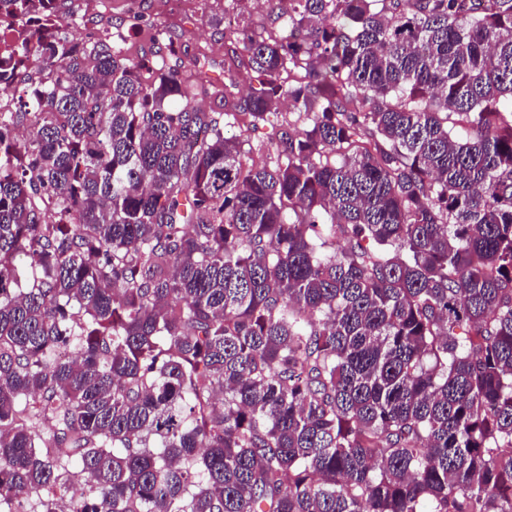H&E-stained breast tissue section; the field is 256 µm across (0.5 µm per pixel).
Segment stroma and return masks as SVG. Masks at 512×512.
Instances as JSON below:
<instances>
[{"mask_svg": "<svg viewBox=\"0 0 512 512\" xmlns=\"http://www.w3.org/2000/svg\"><path fill=\"white\" fill-rule=\"evenodd\" d=\"M238 0H188L186 8L169 13L165 0H67L65 26L86 31L116 45L130 59H148L156 68H173L186 79H196V62L212 73L197 102L216 112L224 93L223 18L234 17L239 28L270 24L271 14L261 6L240 11Z\"/></svg>", "mask_w": 512, "mask_h": 512, "instance_id": "obj_1", "label": "stroma"}]
</instances>
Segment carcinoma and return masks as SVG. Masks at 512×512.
Wrapping results in <instances>:
<instances>
[{"label": "carcinoma", "instance_id": "carcinoma-1", "mask_svg": "<svg viewBox=\"0 0 512 512\" xmlns=\"http://www.w3.org/2000/svg\"><path fill=\"white\" fill-rule=\"evenodd\" d=\"M57 3L0 0V512H512V0H288L220 112Z\"/></svg>", "mask_w": 512, "mask_h": 512}]
</instances>
